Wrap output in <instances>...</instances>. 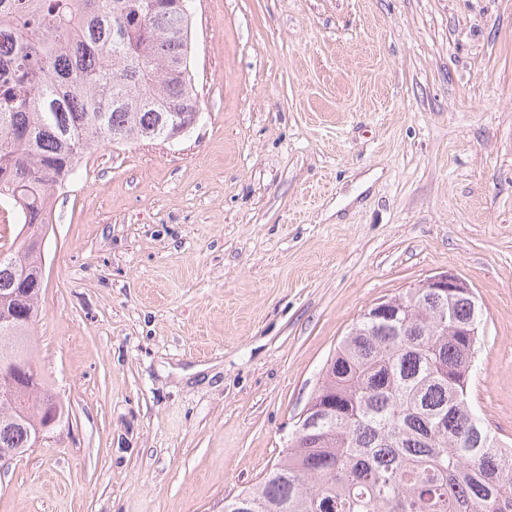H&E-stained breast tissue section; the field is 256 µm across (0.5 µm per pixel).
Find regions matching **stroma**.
Returning a JSON list of instances; mask_svg holds the SVG:
<instances>
[{
  "label": "stroma",
  "instance_id": "stroma-1",
  "mask_svg": "<svg viewBox=\"0 0 512 512\" xmlns=\"http://www.w3.org/2000/svg\"><path fill=\"white\" fill-rule=\"evenodd\" d=\"M197 123L54 191L37 361L68 414L0 512H224L364 310L472 288L512 446V0H188Z\"/></svg>",
  "mask_w": 512,
  "mask_h": 512
}]
</instances>
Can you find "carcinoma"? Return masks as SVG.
<instances>
[{
	"label": "carcinoma",
	"instance_id": "1",
	"mask_svg": "<svg viewBox=\"0 0 512 512\" xmlns=\"http://www.w3.org/2000/svg\"><path fill=\"white\" fill-rule=\"evenodd\" d=\"M0 198L24 224L44 227L51 191L103 145L165 140L200 111L189 74L188 14L179 0H0ZM0 297L25 303L0 324V362L26 365L38 386L18 381L0 395V445L26 453L63 408L35 360L30 328L42 286L17 269L41 255L0 250ZM404 324L361 317L327 364L310 407L317 425L224 512H512V448L501 445L468 397L480 336L477 304L442 305L411 288L396 297Z\"/></svg>",
	"mask_w": 512,
	"mask_h": 512
}]
</instances>
